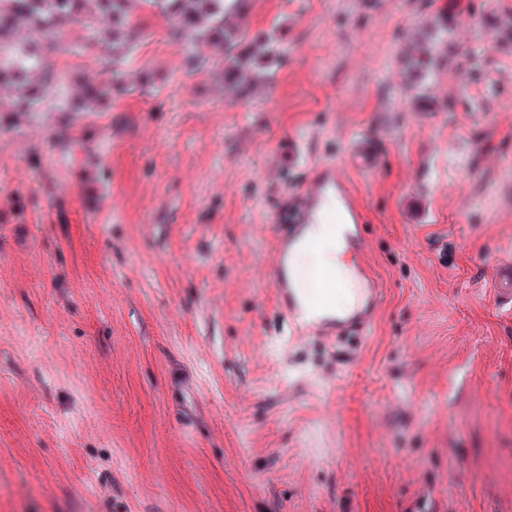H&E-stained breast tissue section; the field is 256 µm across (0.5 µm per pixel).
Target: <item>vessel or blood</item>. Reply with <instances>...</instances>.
Returning a JSON list of instances; mask_svg holds the SVG:
<instances>
[{"label": "vessel or blood", "mask_w": 512, "mask_h": 512, "mask_svg": "<svg viewBox=\"0 0 512 512\" xmlns=\"http://www.w3.org/2000/svg\"><path fill=\"white\" fill-rule=\"evenodd\" d=\"M301 195L302 203L292 222L281 225L279 230L275 261L269 275L274 292L282 298L290 321L306 324L324 336L368 335L374 327L383 289L363 259L366 242L360 229L365 222L364 212L349 181L333 165L317 166L315 176ZM329 210L338 212L337 237L357 259L348 271L319 275L327 291L341 288L353 293L352 306L341 309L331 308L324 301L312 302L305 296L303 272L296 262L301 246L312 243L307 230L321 223L323 214Z\"/></svg>", "instance_id": "1"}]
</instances>
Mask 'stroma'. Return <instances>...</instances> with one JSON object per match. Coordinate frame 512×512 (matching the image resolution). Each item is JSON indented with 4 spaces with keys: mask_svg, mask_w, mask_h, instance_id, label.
Masks as SVG:
<instances>
[{
    "mask_svg": "<svg viewBox=\"0 0 512 512\" xmlns=\"http://www.w3.org/2000/svg\"><path fill=\"white\" fill-rule=\"evenodd\" d=\"M133 15L99 111L0 88V512H512V0H252L283 56L239 97ZM319 163L367 215L366 336L292 326L264 276ZM427 28L429 31L420 38L413 54H406L410 71L417 76L428 74L435 67L440 47L448 36V20L445 15H438Z\"/></svg>",
    "mask_w": 512,
    "mask_h": 512,
    "instance_id": "1",
    "label": "stroma"
}]
</instances>
